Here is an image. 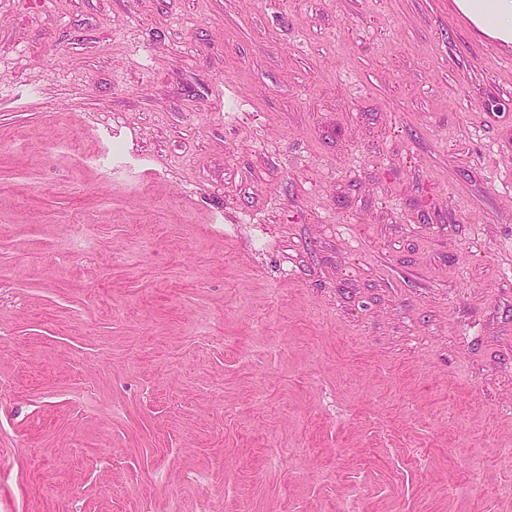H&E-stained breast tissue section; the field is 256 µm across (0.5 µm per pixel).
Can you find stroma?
I'll return each mask as SVG.
<instances>
[{"mask_svg": "<svg viewBox=\"0 0 512 512\" xmlns=\"http://www.w3.org/2000/svg\"><path fill=\"white\" fill-rule=\"evenodd\" d=\"M0 512H512V48L0 0Z\"/></svg>", "mask_w": 512, "mask_h": 512, "instance_id": "stroma-1", "label": "stroma"}]
</instances>
